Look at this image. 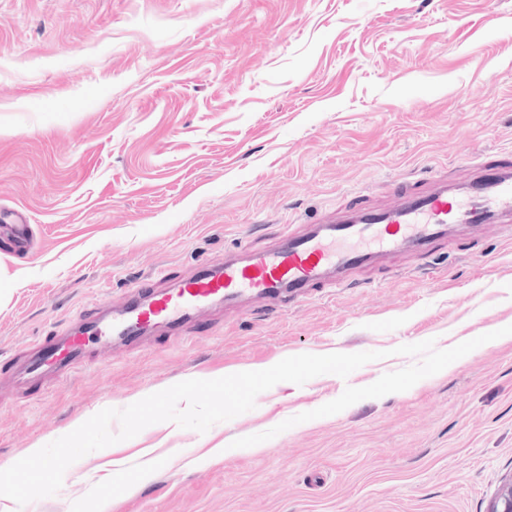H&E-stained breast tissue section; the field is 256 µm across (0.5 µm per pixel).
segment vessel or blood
Wrapping results in <instances>:
<instances>
[{
  "instance_id": "b4317fda",
  "label": "vessel or blood",
  "mask_w": 512,
  "mask_h": 512,
  "mask_svg": "<svg viewBox=\"0 0 512 512\" xmlns=\"http://www.w3.org/2000/svg\"><path fill=\"white\" fill-rule=\"evenodd\" d=\"M474 178L461 184L438 175L405 181L390 204L374 206L367 192L344 195L332 219L315 217L287 227L273 245H242L223 258L201 262L186 278L159 285L136 280L122 307L96 299L93 315L14 361L23 385L69 378L84 366L93 341H135L165 329L179 335L217 307L265 301L279 309L299 298L355 284L357 276L389 255L429 254L463 229L512 224V160H473Z\"/></svg>"
}]
</instances>
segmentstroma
<instances>
[{
	"label": "stroma",
	"instance_id": "1",
	"mask_svg": "<svg viewBox=\"0 0 512 512\" xmlns=\"http://www.w3.org/2000/svg\"><path fill=\"white\" fill-rule=\"evenodd\" d=\"M512 149V0H0V355L48 341L129 278H178L249 240L391 181L457 178ZM512 325V234L486 226L427 258L288 311H217L173 336L91 343L38 391L0 365V470L102 409L188 379L302 354L382 352L342 378L278 383L198 433L161 422L72 464L158 460L85 512H488L512 476V339L407 391L362 400L260 443L209 448Z\"/></svg>",
	"mask_w": 512,
	"mask_h": 512
}]
</instances>
